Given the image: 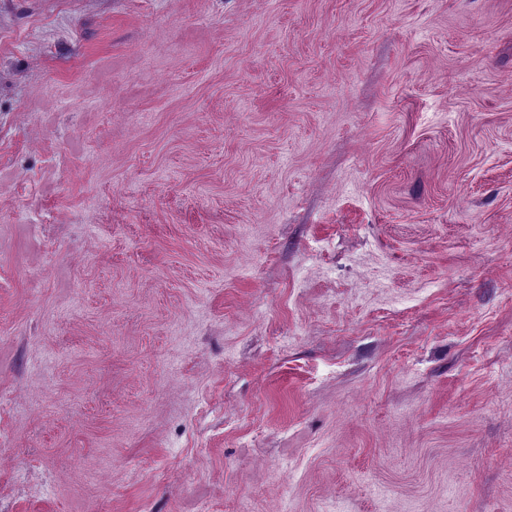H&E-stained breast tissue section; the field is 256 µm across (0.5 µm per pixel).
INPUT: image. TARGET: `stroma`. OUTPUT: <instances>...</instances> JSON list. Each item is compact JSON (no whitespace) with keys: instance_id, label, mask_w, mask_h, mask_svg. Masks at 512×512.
<instances>
[{"instance_id":"1","label":"stroma","mask_w":512,"mask_h":512,"mask_svg":"<svg viewBox=\"0 0 512 512\" xmlns=\"http://www.w3.org/2000/svg\"><path fill=\"white\" fill-rule=\"evenodd\" d=\"M0 512H512V0H0Z\"/></svg>"}]
</instances>
